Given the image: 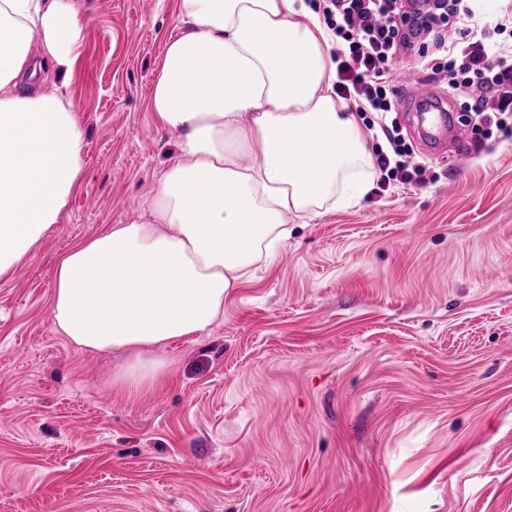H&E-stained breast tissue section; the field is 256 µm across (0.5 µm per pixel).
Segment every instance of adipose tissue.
<instances>
[{"label":"adipose tissue","mask_w":512,"mask_h":512,"mask_svg":"<svg viewBox=\"0 0 512 512\" xmlns=\"http://www.w3.org/2000/svg\"><path fill=\"white\" fill-rule=\"evenodd\" d=\"M148 98L179 133L149 220L111 224L59 259L57 333L115 355L112 390L159 388L149 349L204 334L285 219L345 210L371 185L373 156L333 90L331 39L303 0H177ZM83 30L69 0H0V275L58 223L85 167L77 108L44 66L68 75ZM261 147L263 159L248 155Z\"/></svg>","instance_id":"1"}]
</instances>
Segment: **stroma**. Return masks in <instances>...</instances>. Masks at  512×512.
<instances>
[{
    "label": "stroma",
    "instance_id": "1",
    "mask_svg": "<svg viewBox=\"0 0 512 512\" xmlns=\"http://www.w3.org/2000/svg\"><path fill=\"white\" fill-rule=\"evenodd\" d=\"M70 3L87 162L0 276V512H512V124L421 139L402 56L395 116L425 184L288 218L223 323L124 399L117 359L57 333L54 268L148 217L177 155L146 105L177 0Z\"/></svg>",
    "mask_w": 512,
    "mask_h": 512
}]
</instances>
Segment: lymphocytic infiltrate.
Returning <instances> with one entry per match:
<instances>
[{"label":"lymphocytic infiltrate","mask_w":512,"mask_h":512,"mask_svg":"<svg viewBox=\"0 0 512 512\" xmlns=\"http://www.w3.org/2000/svg\"><path fill=\"white\" fill-rule=\"evenodd\" d=\"M323 19L336 41L334 88L359 115L375 113L388 147L376 152L387 180L422 184L427 166L414 160L397 122L389 121L396 88L393 66L400 53L433 39L444 65L418 58L419 69L448 80V91L464 99L466 111L483 124L506 127L512 117V42L493 32L512 22V0H448L455 32L405 20L404 0H324Z\"/></svg>","instance_id":"1"}]
</instances>
